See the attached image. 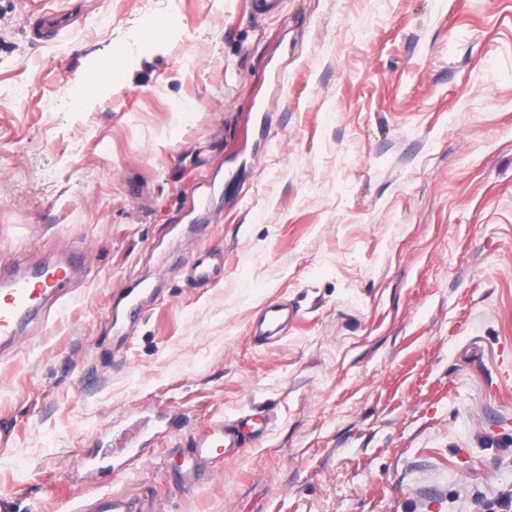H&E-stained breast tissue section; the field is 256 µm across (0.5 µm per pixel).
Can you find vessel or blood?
<instances>
[{
    "mask_svg": "<svg viewBox=\"0 0 512 512\" xmlns=\"http://www.w3.org/2000/svg\"><path fill=\"white\" fill-rule=\"evenodd\" d=\"M66 20L65 13L53 12L34 30L35 38L54 39ZM85 270L83 257L67 248H60L52 262L24 268L0 270V358L29 334L33 324L44 321L50 312L67 299ZM186 277L199 286L218 283L224 277V250L212 247L195 252L186 265ZM296 315L283 302L264 308L258 326L260 339L282 335ZM269 420L263 413L241 421L223 417L211 419L202 431L192 433L178 470L180 482L189 488L213 476L214 464L235 453L245 444L247 435H261ZM70 512H151L145 495L117 497L103 494L82 500L72 497Z\"/></svg>",
    "mask_w": 512,
    "mask_h": 512,
    "instance_id": "1",
    "label": "vessel or blood"
}]
</instances>
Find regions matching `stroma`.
<instances>
[{
	"label": "stroma",
	"mask_w": 512,
	"mask_h": 512,
	"mask_svg": "<svg viewBox=\"0 0 512 512\" xmlns=\"http://www.w3.org/2000/svg\"><path fill=\"white\" fill-rule=\"evenodd\" d=\"M52 7L76 18L45 42L0 0V266L63 246L87 265L0 360V492L19 512H60L51 487L149 488L158 512L511 496L512 0H159L152 27L146 0ZM214 246L223 280L192 286L185 260ZM159 272L119 338L114 296ZM284 299L295 323L255 343ZM255 410L261 439L176 481L189 433ZM141 417L153 444L90 480L79 458Z\"/></svg>",
	"instance_id": "stroma-1"
}]
</instances>
